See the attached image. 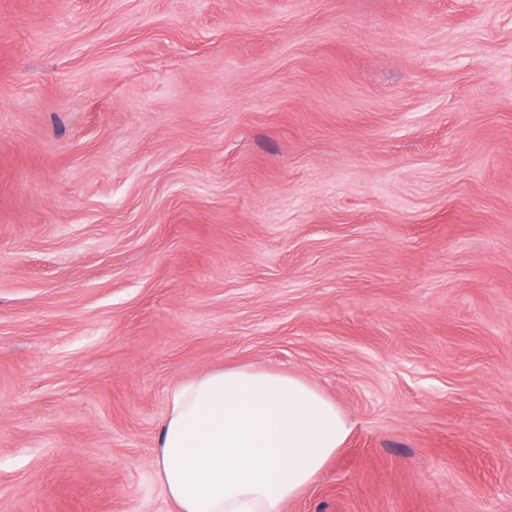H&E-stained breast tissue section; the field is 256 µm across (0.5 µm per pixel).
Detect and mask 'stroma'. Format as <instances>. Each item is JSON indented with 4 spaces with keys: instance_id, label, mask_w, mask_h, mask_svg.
I'll return each mask as SVG.
<instances>
[{
    "instance_id": "1",
    "label": "stroma",
    "mask_w": 512,
    "mask_h": 512,
    "mask_svg": "<svg viewBox=\"0 0 512 512\" xmlns=\"http://www.w3.org/2000/svg\"><path fill=\"white\" fill-rule=\"evenodd\" d=\"M240 363L354 424L285 512H512V0H0V512H178Z\"/></svg>"
}]
</instances>
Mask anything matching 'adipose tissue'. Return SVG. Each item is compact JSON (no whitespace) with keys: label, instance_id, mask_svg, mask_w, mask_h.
I'll return each mask as SVG.
<instances>
[{"label":"adipose tissue","instance_id":"1","mask_svg":"<svg viewBox=\"0 0 512 512\" xmlns=\"http://www.w3.org/2000/svg\"><path fill=\"white\" fill-rule=\"evenodd\" d=\"M351 431L336 404L302 376L229 365L173 393L157 477L179 512H283Z\"/></svg>","mask_w":512,"mask_h":512}]
</instances>
